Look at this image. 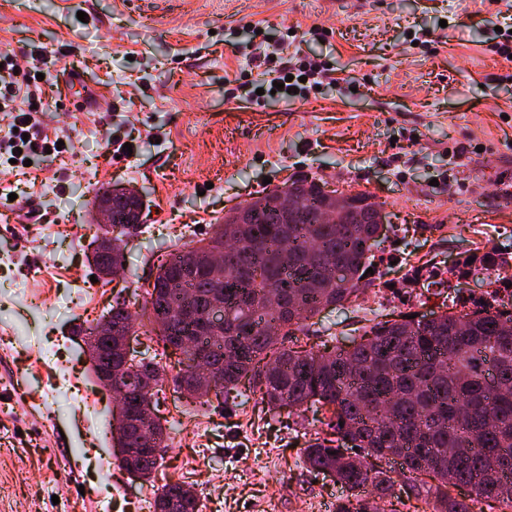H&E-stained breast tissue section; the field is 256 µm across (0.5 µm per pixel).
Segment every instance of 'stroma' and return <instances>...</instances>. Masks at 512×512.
Instances as JSON below:
<instances>
[{"label":"stroma","mask_w":512,"mask_h":512,"mask_svg":"<svg viewBox=\"0 0 512 512\" xmlns=\"http://www.w3.org/2000/svg\"><path fill=\"white\" fill-rule=\"evenodd\" d=\"M86 20H79L78 12ZM512 0H0V52L47 59L50 84L78 68L94 107L46 114L68 146L0 182V512H139L167 481L217 495L215 512H323L341 495L308 471L314 410L253 394L198 400L162 387L169 439L148 481L113 453L112 398L74 348L115 292L142 309L179 239L211 236L231 208L295 176L374 197L388 221L375 280L300 336L334 346L402 313L505 301L512 284V61L495 53ZM290 37L340 85L308 97L242 82ZM91 163L93 181L75 170ZM144 196V232L122 246L113 286L91 282L97 189ZM494 249L504 271L473 256ZM93 409L79 418L70 400Z\"/></svg>","instance_id":"1"}]
</instances>
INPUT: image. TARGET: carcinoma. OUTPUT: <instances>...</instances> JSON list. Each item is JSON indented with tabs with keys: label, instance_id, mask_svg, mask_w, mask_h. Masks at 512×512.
I'll return each mask as SVG.
<instances>
[{
	"label": "carcinoma",
	"instance_id": "cac0c4a2",
	"mask_svg": "<svg viewBox=\"0 0 512 512\" xmlns=\"http://www.w3.org/2000/svg\"><path fill=\"white\" fill-rule=\"evenodd\" d=\"M320 183H292L300 200L285 219L269 197L254 204L253 223L223 224L224 231L198 247L223 255L214 267L201 258L182 264L188 246L159 266L146 300L149 321L163 347L182 350L179 371L187 388L200 356L216 369L228 394L244 386L272 406L312 405L328 413V435L304 450L306 467L334 472L346 495L336 512H377L375 499L398 498L401 489L387 465L411 475L415 497L433 499L432 512H473L472 502L512 505V310L485 303L470 312L378 322L349 344L322 351L283 348L306 321L341 306L373 283V248L385 225L357 199L334 224L319 219ZM142 202L112 198V234L122 265L124 237L142 228ZM337 264L346 275L335 279ZM214 303L224 304V332L206 335L201 321ZM147 394L123 402L128 420L140 418ZM123 436L132 448L125 468L149 479L159 466L154 449L138 442L133 425ZM464 488L461 496L452 494ZM198 496L184 483L167 482L154 512H200Z\"/></svg>",
	"mask_w": 512,
	"mask_h": 512
}]
</instances>
